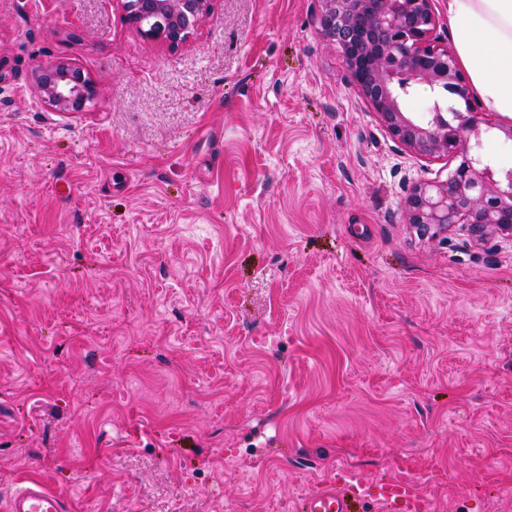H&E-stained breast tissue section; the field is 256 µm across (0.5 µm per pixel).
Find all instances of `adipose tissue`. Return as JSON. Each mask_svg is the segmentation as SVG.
Masks as SVG:
<instances>
[{
  "instance_id": "obj_1",
  "label": "adipose tissue",
  "mask_w": 512,
  "mask_h": 512,
  "mask_svg": "<svg viewBox=\"0 0 512 512\" xmlns=\"http://www.w3.org/2000/svg\"><path fill=\"white\" fill-rule=\"evenodd\" d=\"M459 64L488 111L512 120V0H446Z\"/></svg>"
}]
</instances>
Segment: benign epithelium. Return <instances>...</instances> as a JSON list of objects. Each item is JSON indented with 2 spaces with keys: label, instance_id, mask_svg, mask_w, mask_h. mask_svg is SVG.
<instances>
[{
  "label": "benign epithelium",
  "instance_id": "7a95c632",
  "mask_svg": "<svg viewBox=\"0 0 512 512\" xmlns=\"http://www.w3.org/2000/svg\"><path fill=\"white\" fill-rule=\"evenodd\" d=\"M128 20L149 40L171 47L185 42L208 12L210 0H120ZM322 35L338 44L351 82L399 143L421 157L460 152L463 161L444 181L415 185L406 199L409 223L431 239L457 224L482 239L512 236V170L507 189L478 152L482 123L466 76L455 57L436 44L432 0H321ZM417 82L464 102L446 113L434 105L420 123L403 109L402 96ZM37 86L56 112H84L96 95L94 82L75 64L43 69Z\"/></svg>",
  "mask_w": 512,
  "mask_h": 512
}]
</instances>
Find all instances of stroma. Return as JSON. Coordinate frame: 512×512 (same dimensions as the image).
<instances>
[{"label": "stroma", "mask_w": 512, "mask_h": 512, "mask_svg": "<svg viewBox=\"0 0 512 512\" xmlns=\"http://www.w3.org/2000/svg\"><path fill=\"white\" fill-rule=\"evenodd\" d=\"M320 0H0V500L291 512L345 467L425 512H512V237L441 241ZM69 61L88 111L36 86ZM128 20L149 40L185 42L208 12L210 0H120ZM37 86L45 101L56 112H85L96 95L94 82L72 62L59 61L43 69ZM7 512H70V501L36 479H30L7 499ZM375 497L387 512H422L423 504L413 485L404 480L379 484Z\"/></svg>", "instance_id": "35a3bbf8"}]
</instances>
